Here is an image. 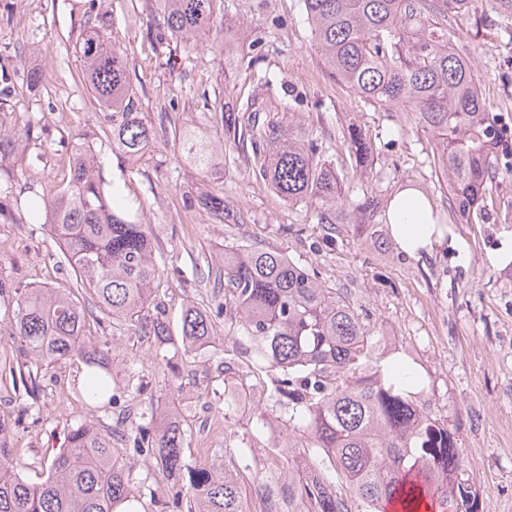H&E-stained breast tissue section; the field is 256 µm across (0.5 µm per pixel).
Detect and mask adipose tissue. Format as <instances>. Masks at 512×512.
<instances>
[{
  "label": "adipose tissue",
  "mask_w": 512,
  "mask_h": 512,
  "mask_svg": "<svg viewBox=\"0 0 512 512\" xmlns=\"http://www.w3.org/2000/svg\"><path fill=\"white\" fill-rule=\"evenodd\" d=\"M386 218L392 238L406 256L429 253L442 238L431 202L413 188L400 189L392 196Z\"/></svg>",
  "instance_id": "1"
}]
</instances>
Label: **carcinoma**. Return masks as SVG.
Instances as JSON below:
<instances>
[{
  "mask_svg": "<svg viewBox=\"0 0 512 512\" xmlns=\"http://www.w3.org/2000/svg\"><path fill=\"white\" fill-rule=\"evenodd\" d=\"M218 0H163L161 16L149 18L154 51L179 39L185 52L214 33L224 55L236 47L217 26ZM315 45L329 74L372 105H409L418 125L437 139L432 158L448 185V201L459 223L483 218L486 181L494 177L492 148L499 129L486 106L481 79L454 45L449 17L466 20L472 0H303ZM490 8L512 31V0H490ZM96 0L76 48L82 79L103 108L100 135L112 151L136 161L156 139L129 84V58L105 39L97 24ZM231 139L241 137L239 117L224 106L213 115ZM305 130L285 132L268 124L252 141L253 162L285 201H315L323 224L348 223L336 213L342 185L336 171L316 158ZM31 124L0 120V163L23 157ZM180 157L206 177L219 158L218 146L188 130L174 135ZM358 164L373 152L360 132H349ZM224 216V198H198ZM34 222L48 228L76 274L74 287L30 288L19 294L11 335L24 345L25 361L0 356V371L36 383L42 367L83 359V390L104 399L112 388V348L91 327L122 328L170 340L166 309L156 301L164 268L156 260L153 228L125 207L94 173L89 150L70 155L69 180L61 189L26 200ZM374 200L354 205L353 223H372ZM224 316L236 328L235 348L224 354L246 358L271 376V411L288 424V442L269 449L277 477H250L234 459L193 476L191 490L173 482L169 504L187 512H388L424 496L441 512H475L480 494L462 467L464 449L447 420L407 385L393 380L389 364L376 357L380 337L349 298L325 288L317 275L284 253L253 245L224 247ZM92 302L94 308L86 306ZM210 313L191 302L181 312V343L190 353L210 343ZM185 420L170 407L152 408L147 423L131 424L134 448L156 461L171 479L185 468ZM10 424L0 420V512H118L139 497L135 482L118 463L122 449L108 429L73 428L67 446L48 463L47 477L31 484L15 472Z\"/></svg>",
  "mask_w": 512,
  "mask_h": 512,
  "instance_id": "cac0c4a2",
  "label": "carcinoma"
}]
</instances>
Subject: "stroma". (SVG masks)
<instances>
[{"label": "stroma", "instance_id": "stroma-1", "mask_svg": "<svg viewBox=\"0 0 512 512\" xmlns=\"http://www.w3.org/2000/svg\"><path fill=\"white\" fill-rule=\"evenodd\" d=\"M98 2L106 16L103 34L126 50L130 84L157 137L130 167L98 136L101 108L79 79L75 49L88 0H0V50L48 72L32 91L22 70H10L12 93L0 102V110L32 124L23 175L0 170V201L12 206L0 215V280L19 293L74 284L47 225L25 220L13 203L64 185L71 150L90 146L105 181L121 186L126 204L154 229V253L168 272L158 295L172 332H179L181 307L190 301L211 313L219 342L231 349L234 330L220 311L224 291L216 286L225 246L253 244L286 253L326 286L348 294L374 335L401 342L397 360L418 376L431 412L456 432L481 512H512V258L496 256L512 238V37L498 26L488 0H474L471 20L456 27L457 44L478 46L470 62L505 129L479 224H462L452 215L448 187L432 162L434 139L405 104L372 106L328 75L302 0H219L229 24L226 37L239 49L229 68L210 35L198 38L193 58L172 67L167 53L152 51L147 20L159 13L160 0ZM219 103L235 108L244 123H304L321 159L343 182L337 209L373 197L372 223L330 226L320 223L318 204L278 197L255 168L250 142L223 141L211 118ZM181 124L223 142L224 154L209 177L180 158L172 131ZM353 126L374 148L361 174L348 146ZM408 185L432 201L447 226L440 244L419 258L399 251L384 219L392 196ZM207 193L223 196V217L195 205ZM104 338L114 355V398L106 407L81 396L87 367L77 358L43 369L32 393L0 378V416L10 421L13 443L24 451L17 470L25 480L45 478L40 459L62 447L77 425L120 427L149 417V399L170 382L174 365L183 388L179 410L192 430L181 483L239 448L251 451V473H265L273 439L288 437L281 420L260 415L268 377L242 360L225 368L209 347L187 355L179 343L160 346L153 337L123 329L105 330ZM135 367L146 385L140 394L128 385ZM228 391L238 394L229 405ZM120 463L141 491L132 512H163L150 503L164 491L154 462L130 447Z\"/></svg>", "mask_w": 512, "mask_h": 512}]
</instances>
